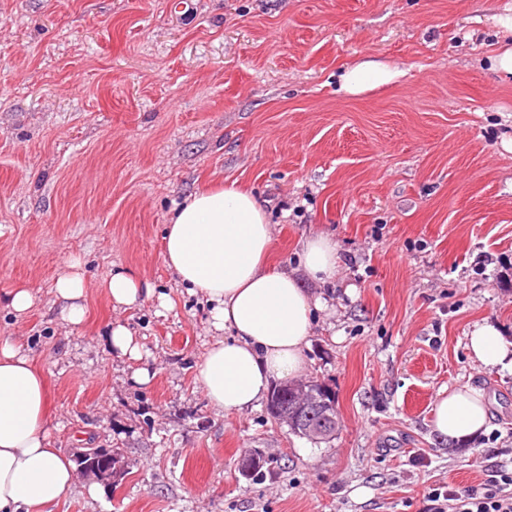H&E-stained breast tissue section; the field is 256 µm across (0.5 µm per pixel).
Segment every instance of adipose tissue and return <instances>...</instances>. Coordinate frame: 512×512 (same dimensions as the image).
<instances>
[{
  "mask_svg": "<svg viewBox=\"0 0 512 512\" xmlns=\"http://www.w3.org/2000/svg\"><path fill=\"white\" fill-rule=\"evenodd\" d=\"M399 76V70L366 60L347 68L338 83L340 91L356 95ZM163 243L166 266L189 293H201L211 306L210 324L219 337L199 363L196 381L212 407L254 408L272 381L304 370L315 316L326 302L303 281L326 283L335 277L340 258L333 239L322 234L304 239L302 274L267 270L272 230L266 211L255 194L230 184L185 198L164 229ZM103 286L113 308L122 310L152 294L126 269L113 271ZM51 295L62 321L83 323L81 258H69ZM468 349L483 366L512 373V351L494 326L475 325ZM488 422L480 391H439L433 428L441 437L465 441L486 430ZM49 438L46 379L13 337L0 336V512H45L72 489L73 464Z\"/></svg>",
  "mask_w": 512,
  "mask_h": 512,
  "instance_id": "adipose-tissue-1",
  "label": "adipose tissue"
}]
</instances>
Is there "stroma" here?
<instances>
[{
	"mask_svg": "<svg viewBox=\"0 0 512 512\" xmlns=\"http://www.w3.org/2000/svg\"><path fill=\"white\" fill-rule=\"evenodd\" d=\"M506 17L512 0H0V296L38 295L19 319L0 305V336L47 380L53 447L112 449L123 471L77 478L47 512H425L429 486L512 466V375L467 349L482 323L512 343ZM363 60L401 75L337 92ZM232 181L263 203L277 270L297 269L304 236L339 248L302 374L335 395L330 441L263 403L213 409L197 386L210 307L167 269L163 230L189 194ZM73 255L88 313L71 327L50 288ZM118 266L154 297L112 308ZM116 320L143 359L113 356ZM465 385L488 428L442 438L437 393ZM254 452L258 482L239 472Z\"/></svg>",
	"mask_w": 512,
	"mask_h": 512,
	"instance_id": "obj_1",
	"label": "stroma"
}]
</instances>
